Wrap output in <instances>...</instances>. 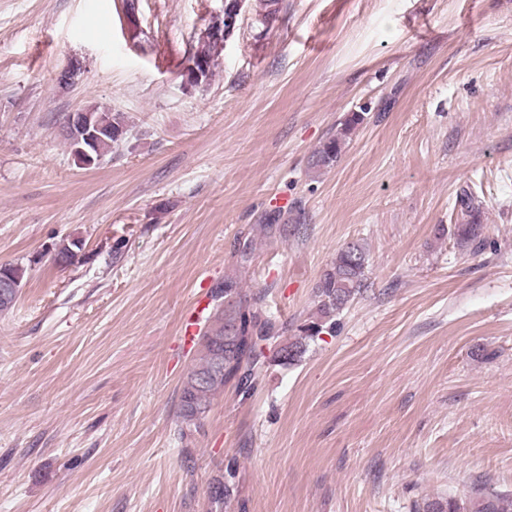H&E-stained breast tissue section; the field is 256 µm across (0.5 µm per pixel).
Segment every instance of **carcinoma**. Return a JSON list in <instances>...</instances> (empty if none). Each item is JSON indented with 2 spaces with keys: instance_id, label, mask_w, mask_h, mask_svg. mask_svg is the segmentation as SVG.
Wrapping results in <instances>:
<instances>
[{
  "instance_id": "1",
  "label": "carcinoma",
  "mask_w": 512,
  "mask_h": 512,
  "mask_svg": "<svg viewBox=\"0 0 512 512\" xmlns=\"http://www.w3.org/2000/svg\"><path fill=\"white\" fill-rule=\"evenodd\" d=\"M225 18H218L208 26L191 59L200 64V73L189 75V86L198 87L214 76L224 39L218 33L224 29ZM98 122L114 132L124 131L120 114L89 109ZM363 117L354 113L347 118L335 136L324 141L314 152L312 166L321 170L337 162L342 146ZM462 246H478L482 225L458 224L454 232ZM369 254L357 242L342 247L327 265L316 287V312L313 319L297 328L298 334L288 336V324L265 315L261 294H242L238 282L224 279V287L211 292L212 299L224 300L201 336V355L188 372L181 386L178 410L179 434L200 427L209 413L213 400L233 383L246 392L257 371L271 362L292 364L301 358L308 342L320 335L325 325H334L337 314L365 288ZM231 494L223 478H214L208 486V495L214 512H223L224 499ZM420 512H512V497L477 492L462 500L455 497L426 500Z\"/></svg>"
}]
</instances>
